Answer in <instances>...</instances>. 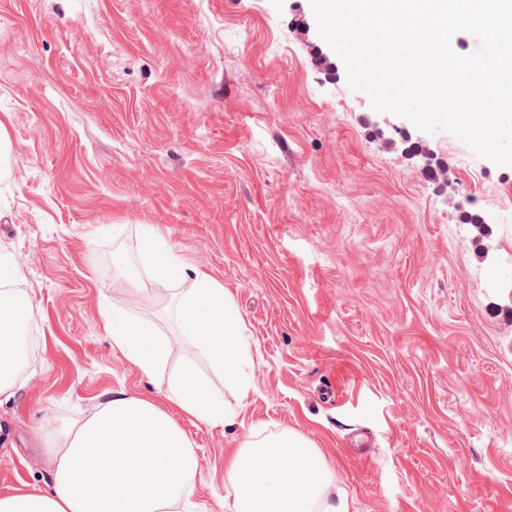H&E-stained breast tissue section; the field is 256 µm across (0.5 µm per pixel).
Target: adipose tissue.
Listing matches in <instances>:
<instances>
[{
  "mask_svg": "<svg viewBox=\"0 0 512 512\" xmlns=\"http://www.w3.org/2000/svg\"><path fill=\"white\" fill-rule=\"evenodd\" d=\"M141 251L161 284L175 283L179 319L209 368L235 372L242 325L224 289L202 272H188L152 235ZM19 299L0 290V401L13 397L24 361L13 323ZM112 343L144 374L170 357L173 344L158 340L143 321L113 308ZM169 396L188 414L224 424V397L207 374L175 376ZM44 439L53 468L44 489L0 497V512H198L193 448L160 406L123 390L103 392L76 426L51 429ZM231 512H347L329 495L330 478L315 448L282 433L249 440L227 467Z\"/></svg>",
  "mask_w": 512,
  "mask_h": 512,
  "instance_id": "adipose-tissue-1",
  "label": "adipose tissue"
}]
</instances>
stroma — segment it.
<instances>
[{"instance_id": "obj_1", "label": "stroma", "mask_w": 512, "mask_h": 512, "mask_svg": "<svg viewBox=\"0 0 512 512\" xmlns=\"http://www.w3.org/2000/svg\"><path fill=\"white\" fill-rule=\"evenodd\" d=\"M314 21L311 0H0V283L32 302L1 497L44 487L42 419L124 390L190 440L200 512H231L228 460L284 432L348 512H512V165L440 130L450 179H427L376 135L403 117L315 66ZM148 226L241 319L248 393L211 375L227 424L166 396L203 366ZM114 306L174 344L165 367L113 346Z\"/></svg>"}]
</instances>
